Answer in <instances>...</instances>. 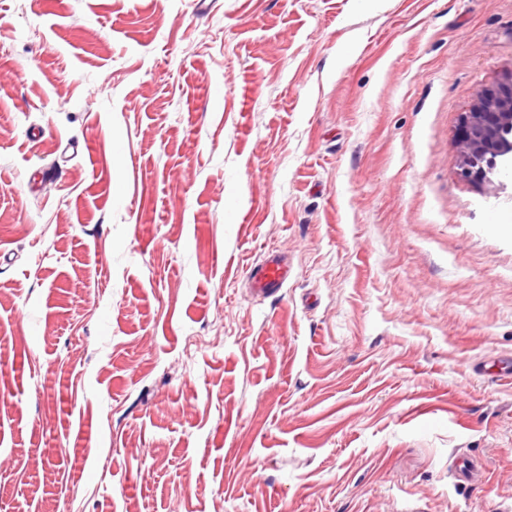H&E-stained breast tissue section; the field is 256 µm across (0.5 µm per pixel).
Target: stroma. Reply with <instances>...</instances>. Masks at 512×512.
<instances>
[{"label": "stroma", "instance_id": "1", "mask_svg": "<svg viewBox=\"0 0 512 512\" xmlns=\"http://www.w3.org/2000/svg\"><path fill=\"white\" fill-rule=\"evenodd\" d=\"M509 83L512 0H0V512H512ZM505 131L512 134V83L499 90H481L477 104L464 115L458 137L462 176L495 184L500 175L496 157ZM289 274L285 258L279 254H272L260 267L252 271L254 291L258 295H274L283 288Z\"/></svg>", "mask_w": 512, "mask_h": 512}]
</instances>
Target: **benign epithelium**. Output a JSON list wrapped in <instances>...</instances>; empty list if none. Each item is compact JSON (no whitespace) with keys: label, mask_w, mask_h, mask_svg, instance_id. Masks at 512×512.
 I'll list each match as a JSON object with an SVG mask.
<instances>
[{"label":"benign epithelium","mask_w":512,"mask_h":512,"mask_svg":"<svg viewBox=\"0 0 512 512\" xmlns=\"http://www.w3.org/2000/svg\"><path fill=\"white\" fill-rule=\"evenodd\" d=\"M506 131L512 133V85L480 91L477 104L463 117L458 137L462 176L495 183L500 175L497 155Z\"/></svg>","instance_id":"benign-epithelium-1"}]
</instances>
